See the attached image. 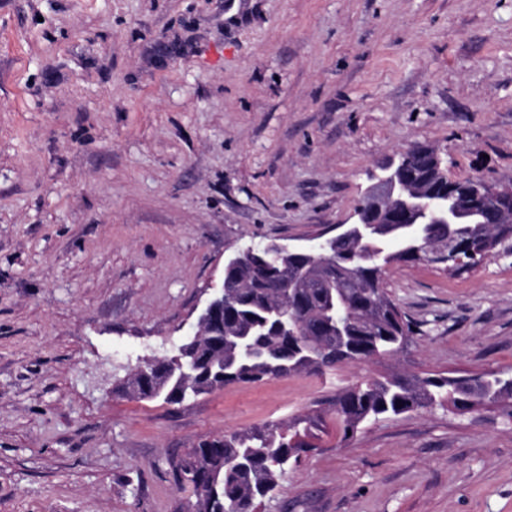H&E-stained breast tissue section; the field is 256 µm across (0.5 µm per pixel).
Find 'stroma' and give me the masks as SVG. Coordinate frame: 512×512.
I'll list each match as a JSON object with an SVG mask.
<instances>
[{"instance_id": "1", "label": "stroma", "mask_w": 512, "mask_h": 512, "mask_svg": "<svg viewBox=\"0 0 512 512\" xmlns=\"http://www.w3.org/2000/svg\"><path fill=\"white\" fill-rule=\"evenodd\" d=\"M423 144L512 181V0H0V512H187L173 464L321 415L262 512H512V422L336 433L360 377L512 369V255L398 264L400 356L182 404L118 389L191 334L243 245L348 220Z\"/></svg>"}]
</instances>
